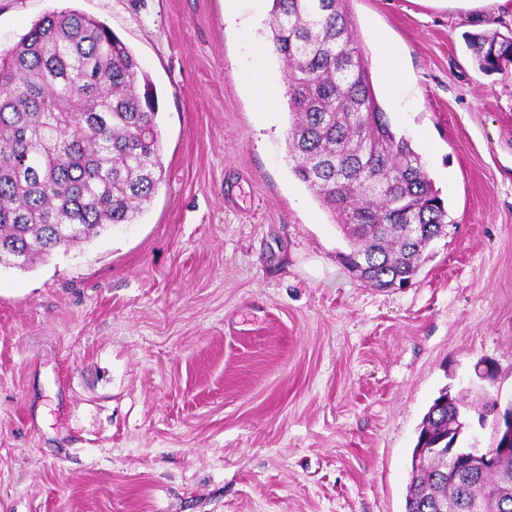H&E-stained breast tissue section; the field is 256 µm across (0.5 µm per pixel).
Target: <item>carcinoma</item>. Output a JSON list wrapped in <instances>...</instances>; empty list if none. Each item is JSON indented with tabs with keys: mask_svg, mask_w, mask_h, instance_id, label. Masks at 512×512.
<instances>
[{
	"mask_svg": "<svg viewBox=\"0 0 512 512\" xmlns=\"http://www.w3.org/2000/svg\"><path fill=\"white\" fill-rule=\"evenodd\" d=\"M348 0H272L273 51L286 67V145L293 172L351 242L352 271L387 290L417 275L448 211L420 154L379 104ZM468 46L491 75L512 65V31L474 33ZM164 177L158 107L133 51L77 9L36 20L0 52V266L25 269L64 245L131 224ZM459 398L440 391L419 425L417 448H446ZM444 458L412 471L405 512L445 503L458 481ZM512 457L477 475L481 512H512Z\"/></svg>",
	"mask_w": 512,
	"mask_h": 512,
	"instance_id": "obj_1",
	"label": "carcinoma"
}]
</instances>
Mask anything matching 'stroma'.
<instances>
[{
    "label": "stroma",
    "instance_id": "1",
    "mask_svg": "<svg viewBox=\"0 0 512 512\" xmlns=\"http://www.w3.org/2000/svg\"><path fill=\"white\" fill-rule=\"evenodd\" d=\"M225 0H0V50L47 12L112 29L152 83L164 178L135 223L0 267V512H405L441 388L512 396V66L470 33L496 0H349L376 97L448 209L412 286L379 291L286 152V70L259 111ZM398 48L386 91L375 32ZM468 46L480 70L491 75L512 65V31L493 30L469 36Z\"/></svg>",
    "mask_w": 512,
    "mask_h": 512
}]
</instances>
